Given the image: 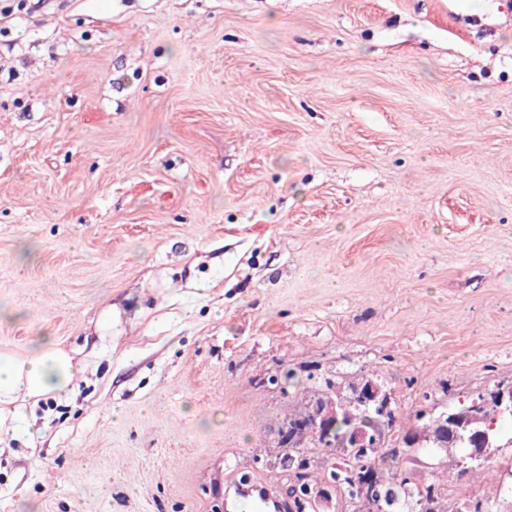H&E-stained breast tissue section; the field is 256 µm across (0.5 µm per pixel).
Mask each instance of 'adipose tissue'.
<instances>
[{"mask_svg": "<svg viewBox=\"0 0 512 512\" xmlns=\"http://www.w3.org/2000/svg\"><path fill=\"white\" fill-rule=\"evenodd\" d=\"M81 369L80 362L50 341L22 355L0 351V429L18 402L68 393Z\"/></svg>", "mask_w": 512, "mask_h": 512, "instance_id": "ef3b65f1", "label": "adipose tissue"}]
</instances>
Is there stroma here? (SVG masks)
<instances>
[{
    "label": "stroma",
    "mask_w": 512,
    "mask_h": 512,
    "mask_svg": "<svg viewBox=\"0 0 512 512\" xmlns=\"http://www.w3.org/2000/svg\"><path fill=\"white\" fill-rule=\"evenodd\" d=\"M83 365L0 512H213L368 378L512 385V0H45L0 17V351ZM443 504L512 512V432Z\"/></svg>",
    "instance_id": "1"
}]
</instances>
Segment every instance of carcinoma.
<instances>
[{
    "instance_id": "cac0c4a2",
    "label": "carcinoma",
    "mask_w": 512,
    "mask_h": 512,
    "mask_svg": "<svg viewBox=\"0 0 512 512\" xmlns=\"http://www.w3.org/2000/svg\"><path fill=\"white\" fill-rule=\"evenodd\" d=\"M357 387H351V393L341 401L332 434L336 438L349 440L352 432L363 431L369 435L381 422L388 423L392 429L401 434L404 444H390L382 441L377 448H338L336 457L327 462V470L336 471L340 482L336 495L345 503H355L363 507L356 489L364 477H371L372 500L374 512H444V491L433 480L416 481L414 477L415 462L418 461L415 448L405 444L407 438L414 443L425 442L427 447L435 448L437 415L424 409H417L408 419L400 416L394 405L381 412L368 408L355 399ZM503 390L500 385L487 387L473 398L457 401L453 410L467 418L471 414L479 415V420L472 426L458 431V439L448 443V448H469L470 438L479 429L494 440L502 423L512 419V411L505 412L495 393ZM294 459L290 478L305 485L314 486L320 477L312 476L318 469V457L300 441L284 447V459Z\"/></svg>"
}]
</instances>
